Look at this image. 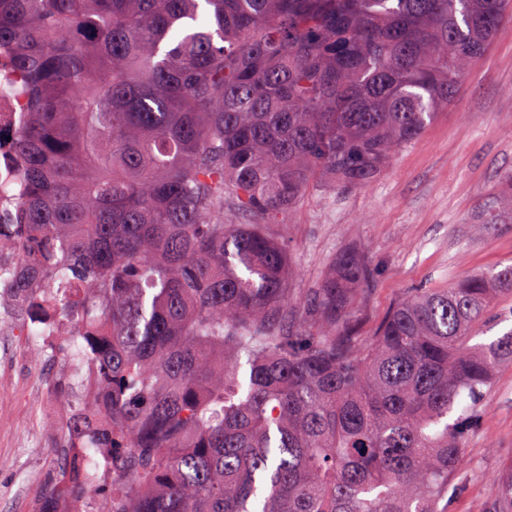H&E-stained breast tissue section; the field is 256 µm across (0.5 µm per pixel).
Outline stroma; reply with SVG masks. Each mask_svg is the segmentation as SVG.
<instances>
[{
    "mask_svg": "<svg viewBox=\"0 0 512 512\" xmlns=\"http://www.w3.org/2000/svg\"><path fill=\"white\" fill-rule=\"evenodd\" d=\"M512 173V21L496 30L471 63L448 109L402 148L365 187L347 189L315 178L281 228L293 263L292 285L310 296L349 246L380 268L365 304L370 335L400 294L441 288L454 278L512 263V224L476 231L497 210V193ZM43 339L20 341L0 365V512H24L62 453L60 421L40 418L32 389L47 371L82 375L76 348L56 360L38 355ZM482 422L463 450L448 490V512H485L493 489L485 476L512 461V365L502 366L481 399Z\"/></svg>",
    "mask_w": 512,
    "mask_h": 512,
    "instance_id": "1",
    "label": "stroma"
}]
</instances>
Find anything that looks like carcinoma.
Wrapping results in <instances>:
<instances>
[{"label": "carcinoma", "instance_id": "1", "mask_svg": "<svg viewBox=\"0 0 512 512\" xmlns=\"http://www.w3.org/2000/svg\"><path fill=\"white\" fill-rule=\"evenodd\" d=\"M512 0H0L21 82L0 302L79 325L94 454L75 512H445L512 331L472 343L512 264L407 291L348 248L311 298L276 225L310 180L373 181L448 106ZM236 215L252 224H234ZM32 279L40 288L28 287ZM487 512H512V463Z\"/></svg>", "mask_w": 512, "mask_h": 512}]
</instances>
